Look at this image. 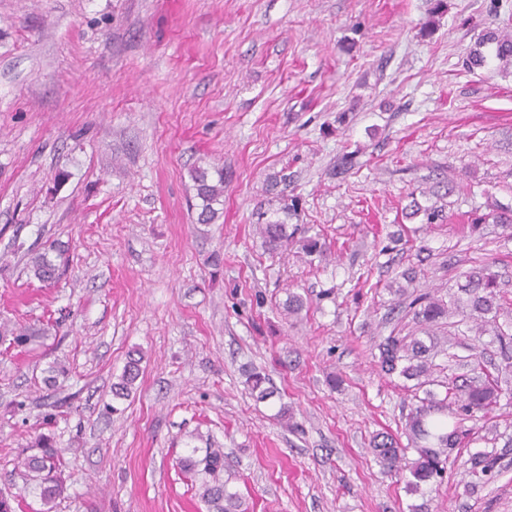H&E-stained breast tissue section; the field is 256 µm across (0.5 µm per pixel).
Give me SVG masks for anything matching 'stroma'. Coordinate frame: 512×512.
Wrapping results in <instances>:
<instances>
[{"label": "stroma", "mask_w": 512, "mask_h": 512, "mask_svg": "<svg viewBox=\"0 0 512 512\" xmlns=\"http://www.w3.org/2000/svg\"><path fill=\"white\" fill-rule=\"evenodd\" d=\"M436 1L0 0V322L37 331L0 345V473L45 434L57 512H206L178 461L210 437L250 512H512L510 393L425 493L369 452L417 403L374 362L377 337L417 330L400 272L446 299L490 265L512 326V228L471 223L512 207V65L477 44L512 34V0ZM198 166L224 172L209 224ZM290 199L297 234L267 252L258 214ZM43 251L51 284L26 268ZM436 336L442 395L475 333L452 314ZM478 452L499 463L472 493ZM140 361L141 357L138 359L130 358L123 369L119 382L112 384L113 396L117 398H128L131 396L135 382L140 375Z\"/></svg>", "instance_id": "stroma-1"}]
</instances>
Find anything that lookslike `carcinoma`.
I'll return each instance as SVG.
<instances>
[{
    "mask_svg": "<svg viewBox=\"0 0 512 512\" xmlns=\"http://www.w3.org/2000/svg\"><path fill=\"white\" fill-rule=\"evenodd\" d=\"M494 57L507 65L512 63V36L495 39ZM192 179L199 204L198 223L209 224L217 214L215 205L224 196V169L210 173L205 168L192 172ZM263 244L269 251L288 246L290 235L288 225L280 219L268 220L257 225ZM29 271L40 282H51L59 275V266L48 258L47 253L32 257ZM466 284L460 292L466 299L456 298L452 305L462 310V315L479 323V330H492L496 341L504 350L512 346V333L497 325L500 310L498 275L488 266L474 267L465 273ZM448 305L441 299L422 292L409 303L415 320L429 327L448 315ZM30 335L29 328L20 324L0 322V339L13 337L21 344ZM378 366L387 374H396L406 381L413 382L418 390L430 383L434 367L433 345L414 337L387 336L378 344ZM140 375V360L132 358L125 365L119 382L112 384V394L117 398H128L133 393L135 382ZM269 378L265 374L251 370L247 373L246 384L260 400L274 396L268 386ZM502 389L497 380L486 381L477 377L465 379L447 387L443 399L435 398L432 391H425L420 405L405 422V434L408 445L417 453L411 463L409 490L418 492L422 487L431 485L443 477L449 453L463 443L467 432L461 425L448 422L456 413L471 415L475 412H489L497 406ZM194 447L190 455L180 459L182 470L197 483V493L207 512H248L244 507L240 493L229 488V479L224 477V449L207 448L202 457L196 456ZM370 452L386 469L394 470L404 458L405 449L398 438L389 432H378L370 440ZM470 473L478 479L492 474L497 457L489 453H479L470 458ZM64 461L60 450L55 448L46 436H39L34 443L21 453L13 463L8 482L16 485L22 482L24 490L39 498L42 508L39 512H55L57 501L65 493ZM24 498L12 492H0V512H16L22 508Z\"/></svg>",
    "mask_w": 512,
    "mask_h": 512,
    "instance_id": "cac0c4a2",
    "label": "carcinoma"
}]
</instances>
